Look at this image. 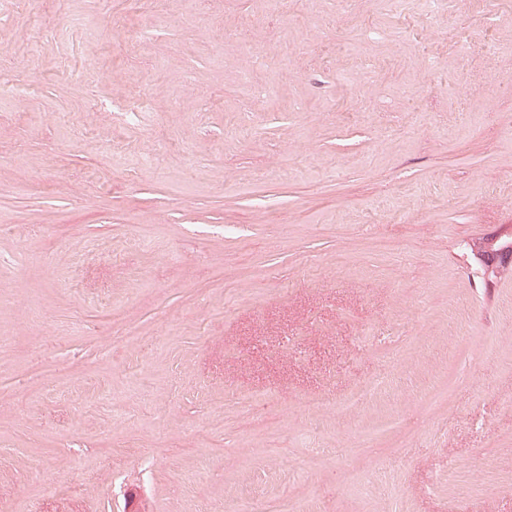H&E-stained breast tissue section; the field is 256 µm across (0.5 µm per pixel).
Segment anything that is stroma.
I'll use <instances>...</instances> for the list:
<instances>
[{"label": "stroma", "instance_id": "obj_1", "mask_svg": "<svg viewBox=\"0 0 512 512\" xmlns=\"http://www.w3.org/2000/svg\"><path fill=\"white\" fill-rule=\"evenodd\" d=\"M424 15L44 0L32 55L0 27L10 512H512V274L463 248L512 232V0ZM262 400V396L252 390H242L235 397V405L239 410L238 428L244 432L258 430L261 421L252 414L253 408Z\"/></svg>", "mask_w": 512, "mask_h": 512}]
</instances>
